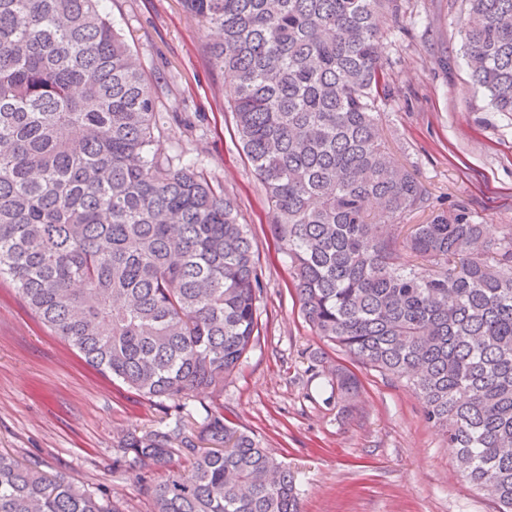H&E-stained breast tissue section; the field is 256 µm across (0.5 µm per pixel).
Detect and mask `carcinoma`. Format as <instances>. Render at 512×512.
Wrapping results in <instances>:
<instances>
[{
  "label": "carcinoma",
  "instance_id": "1",
  "mask_svg": "<svg viewBox=\"0 0 512 512\" xmlns=\"http://www.w3.org/2000/svg\"><path fill=\"white\" fill-rule=\"evenodd\" d=\"M100 0H0V279L87 365L172 401L174 420L129 430L120 462L149 475L154 512H301L288 466L186 411L224 389L260 336L262 266L235 201L161 143L138 59ZM475 84L512 112V0H465ZM220 38L238 139L317 336L422 398L458 468L512 512V229L434 211L378 127L390 96L380 18L400 0H182ZM358 377L336 366L346 409ZM210 446H200L203 441ZM0 512H122L0 452Z\"/></svg>",
  "mask_w": 512,
  "mask_h": 512
}]
</instances>
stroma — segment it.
Masks as SVG:
<instances>
[{
    "instance_id": "35a3bbf8",
    "label": "stroma",
    "mask_w": 512,
    "mask_h": 512,
    "mask_svg": "<svg viewBox=\"0 0 512 512\" xmlns=\"http://www.w3.org/2000/svg\"><path fill=\"white\" fill-rule=\"evenodd\" d=\"M158 100L170 154L196 160L236 198L266 288L263 330L220 393L191 397L196 411L223 406L225 418L288 463L302 484V512H497L456 465L423 415L420 397L393 376L327 346L305 323L273 213L235 131L233 84L213 63L214 36L180 0H103ZM463 0H404L399 21H382L392 95L380 126L395 160L415 170L437 209L460 205L487 234L512 225V112L490 108L463 56ZM362 383L353 412L331 396V368ZM170 410L98 373L39 323L0 282V451L105 488L122 512H151L148 484L185 469L172 456L143 480L118 464L129 430L158 426Z\"/></svg>"
}]
</instances>
